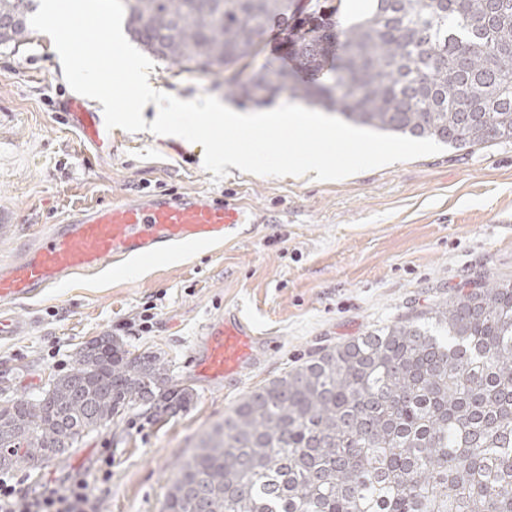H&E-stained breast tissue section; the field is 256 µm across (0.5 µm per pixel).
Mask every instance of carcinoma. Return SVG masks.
<instances>
[{
	"label": "carcinoma",
	"mask_w": 512,
	"mask_h": 512,
	"mask_svg": "<svg viewBox=\"0 0 512 512\" xmlns=\"http://www.w3.org/2000/svg\"><path fill=\"white\" fill-rule=\"evenodd\" d=\"M309 2L302 30L292 0H123L134 38L173 66L248 68L279 23L296 70L226 80L257 104L290 90L456 149L512 140V0H373L349 25ZM36 10L0 0L17 18L0 45L22 42ZM336 71L328 95L321 78ZM192 399L160 356L104 335L40 394L0 405V471L45 465L119 414L157 420ZM163 512H512V282L469 284L251 391L179 465Z\"/></svg>",
	"instance_id": "cac0c4a2"
}]
</instances>
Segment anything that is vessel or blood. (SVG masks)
<instances>
[{
    "instance_id": "vessel-or-blood-1",
    "label": "vessel or blood",
    "mask_w": 512,
    "mask_h": 512,
    "mask_svg": "<svg viewBox=\"0 0 512 512\" xmlns=\"http://www.w3.org/2000/svg\"><path fill=\"white\" fill-rule=\"evenodd\" d=\"M76 129L101 146L110 139L101 113L79 99L65 102ZM252 216L230 202L196 192L147 194L106 206L70 211L11 261H0V340L24 330L13 308L79 274L97 273L104 261L152 256L189 242L215 243L247 235ZM259 343L251 326L228 312L208 323L195 346L193 372L221 383L242 374Z\"/></svg>"
}]
</instances>
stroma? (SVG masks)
<instances>
[{"label": "stroma", "instance_id": "1", "mask_svg": "<svg viewBox=\"0 0 512 512\" xmlns=\"http://www.w3.org/2000/svg\"><path fill=\"white\" fill-rule=\"evenodd\" d=\"M149 78L182 100L212 95L236 109L225 72L155 60ZM74 92L51 38L29 30L0 46V260L79 206L158 191H195L266 216L244 238L141 262L139 274L104 262L26 301L24 335L0 342V388L21 398L46 389L87 342L110 334L161 354L192 404L157 421L131 412L90 433L63 457L23 473L25 489L65 476L95 482L112 458L100 512H162L178 464L243 396L384 323L433 307L468 282L512 280V141L435 155L317 183L302 176L203 167L204 149L177 136L112 129L109 148L83 141L62 104ZM287 222L270 223V216ZM261 338L236 380L197 378L203 328L224 312Z\"/></svg>", "mask_w": 512, "mask_h": 512}]
</instances>
